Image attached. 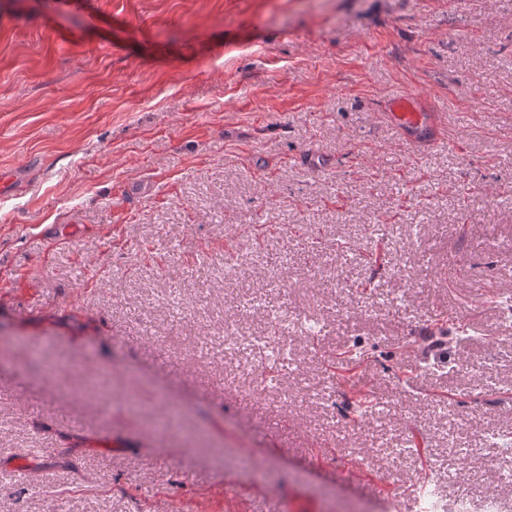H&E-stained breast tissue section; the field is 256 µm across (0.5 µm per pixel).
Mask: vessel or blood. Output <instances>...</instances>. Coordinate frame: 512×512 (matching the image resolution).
Segmentation results:
<instances>
[{"label": "vessel or blood", "instance_id": "vessel-or-blood-1", "mask_svg": "<svg viewBox=\"0 0 512 512\" xmlns=\"http://www.w3.org/2000/svg\"><path fill=\"white\" fill-rule=\"evenodd\" d=\"M383 118L402 141L412 146L435 142L445 127L440 114L429 111L422 99L408 92L387 98Z\"/></svg>", "mask_w": 512, "mask_h": 512}]
</instances>
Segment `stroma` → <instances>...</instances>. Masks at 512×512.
<instances>
[{
    "instance_id": "35a3bbf8",
    "label": "stroma",
    "mask_w": 512,
    "mask_h": 512,
    "mask_svg": "<svg viewBox=\"0 0 512 512\" xmlns=\"http://www.w3.org/2000/svg\"><path fill=\"white\" fill-rule=\"evenodd\" d=\"M509 300L512 0H0V512H512ZM384 120L396 131L400 139L412 146L439 140L445 128L437 112H429L426 103L408 92H397L386 100ZM269 328L274 336H249L246 342L257 348L267 347L274 338L279 337L276 335H284L288 332V329H291V325H288V320L283 319L278 313H274L271 316Z\"/></svg>"
}]
</instances>
